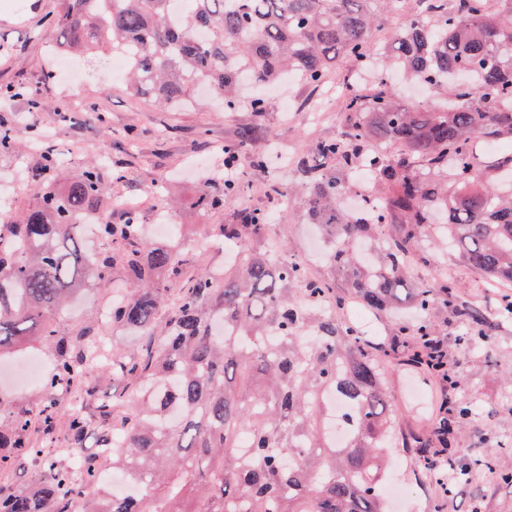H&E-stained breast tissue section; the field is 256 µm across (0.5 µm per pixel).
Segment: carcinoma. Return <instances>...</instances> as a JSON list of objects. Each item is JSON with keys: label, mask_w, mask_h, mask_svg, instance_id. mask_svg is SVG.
Wrapping results in <instances>:
<instances>
[{"label": "carcinoma", "mask_w": 512, "mask_h": 512, "mask_svg": "<svg viewBox=\"0 0 512 512\" xmlns=\"http://www.w3.org/2000/svg\"><path fill=\"white\" fill-rule=\"evenodd\" d=\"M404 0H59L50 19L57 50L90 53L136 46L126 78L130 88L164 108L181 107L207 86L215 100L235 105L242 79L258 90L285 74L305 84L326 83L338 57L364 70L379 60L434 87L452 85L444 110L410 109L379 76L367 93L342 104L345 128L311 148L325 160L295 155L288 194L301 185L306 213L325 243L331 278L312 280L271 240V215L244 210L219 228L238 248L216 281L204 269L190 279L193 260L174 244H152L137 212L122 224L98 222L115 251L90 254L77 218L103 193L99 167L90 166L64 189L49 177L63 166L52 157L28 175L46 184L40 202L0 223V353L32 339L53 360L36 410L15 409L0 393V471L32 463L31 486L0 491V512H386L383 461L394 419L387 351L324 309L342 288L375 313L404 306L429 310L436 302L463 316L469 341L483 335L486 314L458 295L448 279H418L410 257L437 229L460 261L497 285H512V153L491 172L480 170L474 143L512 140V0L488 15L478 0H419L401 16L392 55L370 41L377 5ZM253 142L242 129L224 145L238 161ZM398 143L388 156L377 150ZM361 170L388 189L378 204L351 214L341 203ZM452 175L455 190L444 178ZM244 182L217 181L200 197L207 210L224 207ZM391 224L388 245L375 228ZM266 245L253 248L249 240ZM130 289L112 299L107 321L141 336L132 354L117 349L100 372L131 391L133 408L115 425L117 403L100 398L86 363L102 341L91 327L71 335L56 316L83 280L102 282L115 267ZM164 274L177 288L175 307L157 319ZM412 361L455 386L448 360L430 349L436 336L423 322L402 329ZM74 390L81 406L59 394ZM345 404L338 415L332 401ZM475 408L443 397L438 424L419 447L441 448L449 463L471 449L457 439ZM82 449L90 436L109 448L112 468L142 486L136 496L87 495L102 456L85 455L81 470L50 454L58 435Z\"/></svg>", "instance_id": "carcinoma-1"}]
</instances>
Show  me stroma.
I'll list each match as a JSON object with an SVG mask.
<instances>
[{
	"instance_id": "1",
	"label": "stroma",
	"mask_w": 512,
	"mask_h": 512,
	"mask_svg": "<svg viewBox=\"0 0 512 512\" xmlns=\"http://www.w3.org/2000/svg\"><path fill=\"white\" fill-rule=\"evenodd\" d=\"M58 0H28L23 18L13 14V0H0V88L22 87L27 94L9 109L0 111V122L15 128L16 145L0 149V192L9 194L13 210L35 204L42 183L26 176L28 168L44 156L64 157L68 167L62 182L76 178L92 161L100 162L103 180L113 183L112 196L104 197L96 210L99 217L123 223L127 206L138 207L145 221H153V191L163 188L175 206L169 214L175 242L185 253L200 257V266L223 270L231 257L223 240L214 238L219 225L231 214L262 209L275 215V232L287 241L296 257L306 260L315 277L327 269L312 248L317 235L305 216V194L296 191L288 200L275 193L290 175L292 156L317 140L336 136L344 114L342 100L349 84L367 86L371 74H357L349 65H336V75L325 88L316 90L298 80L276 86L277 104L263 115L251 111L248 102L226 109L199 95L191 105L169 110L145 98L132 96L123 74L113 72L111 55L58 54L57 36L46 18L56 11ZM244 126L255 130L253 147L265 152L267 165L253 167L249 156L237 163L240 179L248 188L223 208L205 210L198 204L205 190L202 170L223 172L224 145ZM287 220H280V213ZM425 248L441 256L440 269L456 284L465 300L491 308L483 338L462 343L463 322L434 305L420 314L407 308L402 321L379 319L373 341L391 345L401 322L421 319L435 323L437 334L457 379L456 388L426 379L424 369L399 360L388 376L398 428L386 461L384 483L404 490L393 512H512V484L500 473L512 472V318L495 313L502 288L449 255L438 238ZM125 286L121 270H113L104 283L86 282L80 296L57 321L69 331L96 324L103 308ZM448 394L453 400L475 401L478 410L462 438L471 455L463 464L470 480L451 494H443L432 471L420 464L421 449L407 447L406 434L433 427L436 418L429 405L431 394ZM495 451V469L479 464L485 449Z\"/></svg>"
}]
</instances>
